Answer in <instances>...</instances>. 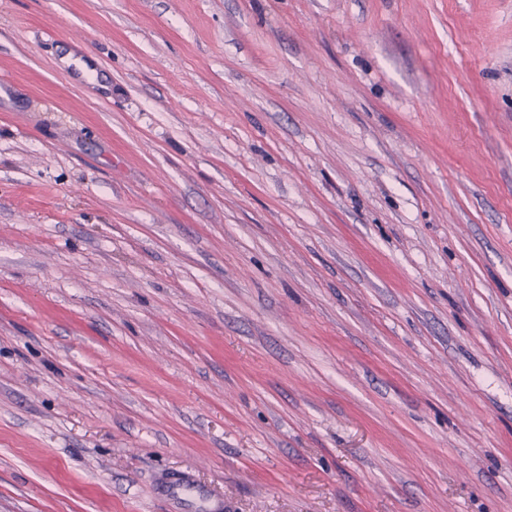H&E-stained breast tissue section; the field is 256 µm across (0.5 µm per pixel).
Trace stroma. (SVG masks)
Masks as SVG:
<instances>
[{"label":"stroma","mask_w":512,"mask_h":512,"mask_svg":"<svg viewBox=\"0 0 512 512\" xmlns=\"http://www.w3.org/2000/svg\"><path fill=\"white\" fill-rule=\"evenodd\" d=\"M203 497L512 512V0H0V512Z\"/></svg>","instance_id":"35a3bbf8"}]
</instances>
